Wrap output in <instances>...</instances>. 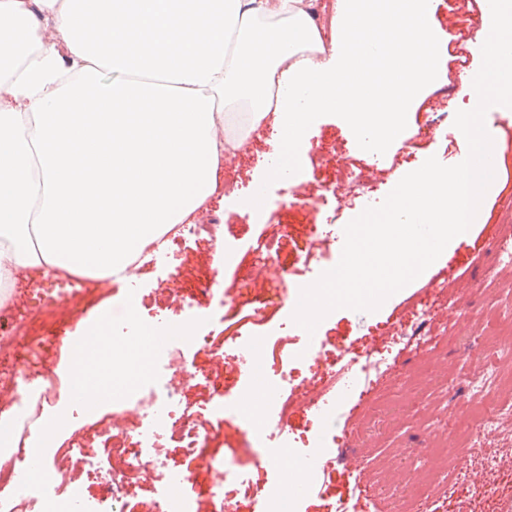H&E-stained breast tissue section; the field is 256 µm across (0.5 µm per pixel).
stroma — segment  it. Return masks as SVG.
<instances>
[{
	"label": "stroma",
	"instance_id": "35a3bbf8",
	"mask_svg": "<svg viewBox=\"0 0 512 512\" xmlns=\"http://www.w3.org/2000/svg\"><path fill=\"white\" fill-rule=\"evenodd\" d=\"M484 16L479 2L461 7L454 0H439L436 24L466 34L467 41L465 53L449 50L440 77L406 114V130L423 125L428 136L397 147L385 143L369 152L340 114L328 112L305 129V146L293 180L273 178L259 186L253 178L256 166L262 162L271 165L277 159L273 127L265 125L253 132L240 150L225 156L238 171L240 194L262 188L268 200L264 213L224 208L209 201L195 218L214 224L213 235L174 240L160 260L139 267L130 283H116L109 289L29 270L16 276V297L23 309L50 292H75L73 303L54 307L50 315L33 317L27 323V337L48 341L42 360L46 368H57L66 360L61 343L54 338L57 331L76 330L107 302L113 312H121L131 291L138 298L143 320L162 321L175 316L181 306L200 320L198 340L183 342L180 361L164 370L162 380L181 408L197 414L204 432L201 446L195 455L186 456L170 434L155 441L167 458L189 474L182 492L191 501L193 512H221L227 500L235 512H257L251 499L233 494V481H221L219 471L228 469L246 476L261 473L272 486L286 481V467L272 463L270 449L252 446L250 428L240 417L212 409L215 402L256 387L252 377L240 373L226 346V327L236 320L240 309L265 302L257 332L268 336L270 342L283 343L288 352L305 354L300 368L305 380L321 368L326 356L378 346L382 333L403 311L418 308L427 284L436 280L445 284L439 301L453 310L451 319L438 323L441 344L403 352L400 376L384 384L371 403L359 410L352 426L344 424L351 403L343 396L328 415L299 410L288 420L290 435L309 437L311 448L330 455L339 454L342 435H349L348 450L367 477L373 501L358 500L353 478L339 465L317 475L312 492L300 500L298 512H336L342 502L349 512H375L379 507L384 512H405L406 492L443 493L461 470L483 497L497 494L498 480L492 471L470 457L443 454L442 449L452 444L450 427L464 431L471 426L460 413L470 404L466 384L471 373L484 366L512 369V340L507 337L512 328V265L501 264L496 252L503 207L512 203V113L494 107L486 113L489 134H504L505 143L494 159L496 189L486 202L484 221L473 227L468 241L451 247L446 259L433 263L377 311L331 312L320 322L317 339H310L292 320V305L301 287L338 263L349 221L367 206L380 204L405 174L418 169L427 158L433 156L451 166L467 157V140L452 133L451 125L456 111L469 105L458 88L479 66L473 48L488 34ZM445 86L452 87V95L442 94ZM343 164L376 165L377 189L372 198L351 193L339 203L329 194L336 170ZM293 193L304 198V206L290 205L288 197ZM263 238L279 242L278 263L285 273L257 281L253 266ZM311 251L321 254L320 262L305 263ZM115 410L113 403L106 402L90 416L78 418L74 426L58 435L57 446L77 442L86 460H103L112 442ZM426 448L432 449V456H423Z\"/></svg>",
	"mask_w": 512,
	"mask_h": 512
}]
</instances>
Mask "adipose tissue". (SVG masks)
Wrapping results in <instances>:
<instances>
[{
    "mask_svg": "<svg viewBox=\"0 0 512 512\" xmlns=\"http://www.w3.org/2000/svg\"><path fill=\"white\" fill-rule=\"evenodd\" d=\"M434 12L337 0L328 50L304 0H0V281L126 280L217 192L228 104L291 149L323 112L394 138L447 52Z\"/></svg>",
    "mask_w": 512,
    "mask_h": 512,
    "instance_id": "1",
    "label": "adipose tissue"
}]
</instances>
